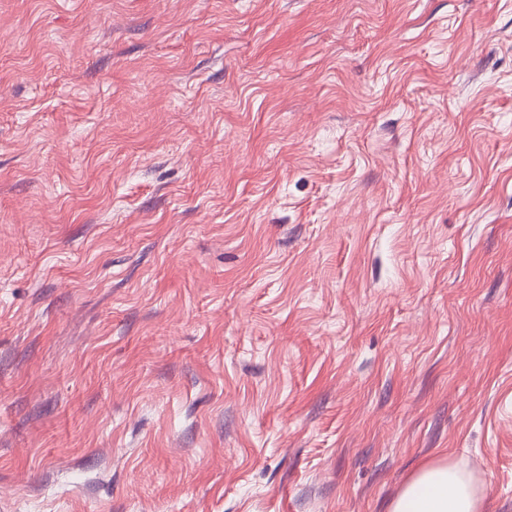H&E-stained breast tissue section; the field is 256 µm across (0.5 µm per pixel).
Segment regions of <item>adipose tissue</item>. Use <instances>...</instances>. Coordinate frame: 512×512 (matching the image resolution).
Instances as JSON below:
<instances>
[{
  "label": "adipose tissue",
  "mask_w": 512,
  "mask_h": 512,
  "mask_svg": "<svg viewBox=\"0 0 512 512\" xmlns=\"http://www.w3.org/2000/svg\"><path fill=\"white\" fill-rule=\"evenodd\" d=\"M389 512H485V494L471 473L444 458L420 467Z\"/></svg>",
  "instance_id": "ef3b65f1"
}]
</instances>
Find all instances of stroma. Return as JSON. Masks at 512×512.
Returning a JSON list of instances; mask_svg holds the SVG:
<instances>
[{"mask_svg": "<svg viewBox=\"0 0 512 512\" xmlns=\"http://www.w3.org/2000/svg\"><path fill=\"white\" fill-rule=\"evenodd\" d=\"M512 512V0H0V512ZM389 512H486L485 494L471 473L444 458L420 467L391 501Z\"/></svg>", "mask_w": 512, "mask_h": 512, "instance_id": "obj_1", "label": "stroma"}]
</instances>
